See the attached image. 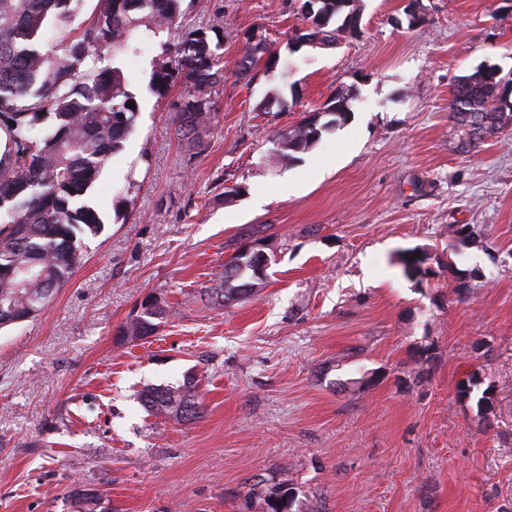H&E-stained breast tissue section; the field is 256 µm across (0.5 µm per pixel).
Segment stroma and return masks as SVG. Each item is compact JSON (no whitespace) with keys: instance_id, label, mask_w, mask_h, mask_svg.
I'll return each mask as SVG.
<instances>
[{"instance_id":"stroma-1","label":"stroma","mask_w":512,"mask_h":512,"mask_svg":"<svg viewBox=\"0 0 512 512\" xmlns=\"http://www.w3.org/2000/svg\"><path fill=\"white\" fill-rule=\"evenodd\" d=\"M361 3L359 37L294 52L297 0H184L169 39L224 52L199 141L175 131L181 88L148 90L159 39L126 57L140 111L87 196L101 230L46 312L0 329V512H77L80 486L112 512H269L287 488L297 512H512V123L467 152L448 112L459 76L512 78V0H420L416 25L409 0ZM250 37L279 62L245 79ZM339 92L344 124L273 156ZM465 224L482 246L457 247ZM253 242L267 278L215 305ZM150 295L172 316L120 341ZM190 374L200 417L145 410ZM473 375L490 415L458 394Z\"/></svg>"}]
</instances>
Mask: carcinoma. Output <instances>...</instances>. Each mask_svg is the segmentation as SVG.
<instances>
[{"mask_svg": "<svg viewBox=\"0 0 512 512\" xmlns=\"http://www.w3.org/2000/svg\"><path fill=\"white\" fill-rule=\"evenodd\" d=\"M82 0H0V128L9 134L0 155V328L21 324L44 313L56 290L80 265V236L102 226L96 210L84 200L108 159L133 132L139 102L130 89L124 56L138 50L136 32L156 35L178 25L183 0H98L97 9L73 34L44 50L43 31L52 16L66 15ZM344 0H317L315 27L309 35L336 47V23L362 20ZM110 51L108 64L83 68L91 48ZM221 44L206 32L189 30L176 42L162 44V60L153 65L150 91L165 96L179 85L185 102L176 116L177 131L199 138L214 126L216 112L207 92L221 72ZM265 48L249 46L238 63L242 78L261 59ZM470 102L501 126L512 120V79L484 64L460 77L451 101ZM134 107H127V103ZM333 119L303 121L288 132L271 135L273 153L289 157L317 142L322 133L347 120L346 98L330 100ZM224 263L220 287L211 299L222 307L252 293L256 280L249 266ZM159 323L145 310L119 329L126 341L153 335ZM194 376L177 386L146 387L140 398L154 415L188 421L202 413V397ZM82 512H98L101 497L92 489L76 491Z\"/></svg>", "mask_w": 512, "mask_h": 512, "instance_id": "carcinoma-1", "label": "carcinoma"}]
</instances>
